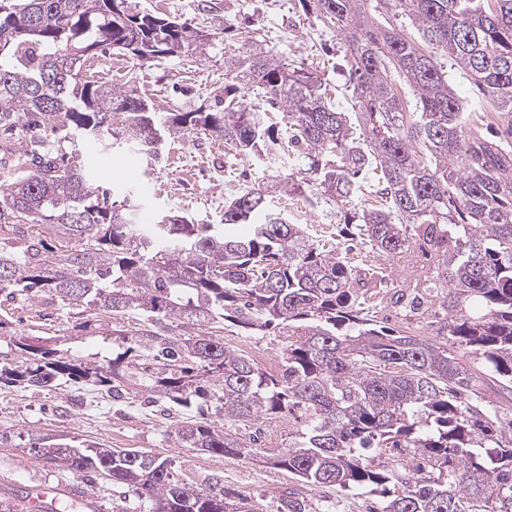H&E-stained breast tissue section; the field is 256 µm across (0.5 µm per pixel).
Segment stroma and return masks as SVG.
I'll return each mask as SVG.
<instances>
[{
    "mask_svg": "<svg viewBox=\"0 0 512 512\" xmlns=\"http://www.w3.org/2000/svg\"><path fill=\"white\" fill-rule=\"evenodd\" d=\"M135 2L145 11L177 18L215 36L205 60L183 56L141 66L126 56H99L103 65H122V80L134 81L159 108L213 107L215 91L224 84L225 52L257 45L274 51L294 67L316 73L334 92L339 108L350 111L352 90L343 61L344 41L332 26L317 19L307 0ZM86 158L97 185L115 200H122L131 189L141 213L155 217L172 211L194 223L225 228L236 235L247 234L249 227L225 226V202L268 175L263 161L225 156L223 142L203 136L168 140L163 164L152 173L131 146L115 154L91 147ZM276 204L287 211L293 223L307 225L309 233L327 247L344 249L335 225L324 223L317 208L286 197L277 199ZM417 265L414 256L394 264L390 285L379 294L384 304L379 316L386 327L433 340L443 318L439 306H432L420 317L389 303L394 291L413 278ZM0 318L5 321L1 351L12 336H58L64 338L70 355L81 358L105 356L112 347L100 334L79 329L77 307L47 297H17ZM287 341V336L273 330L248 335L235 326L224 329L225 345L254 358L264 355L280 360ZM189 416V411L163 404L146 406L139 394L115 404L85 384L64 382L49 389L0 384V512H10L13 493L43 483L80 485L96 500L98 512H148L147 504L127 486L51 468L26 454L31 439L46 434L90 440L105 448H133L168 460L178 477L192 479L200 488L210 475H221L225 488L251 499L258 512H277L281 499L291 491L306 498L310 512H380L383 497L366 489L313 488L267 464L178 447L174 428Z\"/></svg>",
    "mask_w": 512,
    "mask_h": 512,
    "instance_id": "1",
    "label": "stroma"
}]
</instances>
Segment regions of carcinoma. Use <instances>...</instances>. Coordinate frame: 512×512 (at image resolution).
<instances>
[{
    "label": "carcinoma",
    "instance_id": "obj_1",
    "mask_svg": "<svg viewBox=\"0 0 512 512\" xmlns=\"http://www.w3.org/2000/svg\"><path fill=\"white\" fill-rule=\"evenodd\" d=\"M369 2L314 0L350 52L348 113L319 76L260 47L224 57L216 108L160 111L133 86L89 79L87 61L110 51L145 65L175 48L201 58L210 34L131 0H0V132L31 131L4 159L13 173L0 183V294L80 306L79 327L112 337V354L94 364L21 336L0 351V383L65 379L116 403L144 392L192 407L197 418L175 428L178 447L262 457L313 487L368 488L386 496L381 512H512V421L472 392L457 355L482 361L512 394V153L464 119L446 70L467 72L496 111L512 114V0H377L408 16L417 40L375 22ZM47 130L58 134L53 151ZM191 133L278 169L224 203V223L252 224L250 235L171 212L147 230L133 201L118 205L93 186L83 145L132 143L156 167L165 141ZM276 192L324 208L328 223L384 260L419 244L432 276L395 302L409 292L423 315L420 293L442 289V339L367 314L384 279L269 211ZM227 323L288 336L283 374L225 346ZM281 418L292 429L268 454L261 425ZM28 451L129 487L150 512H257L220 477L197 490L138 450L46 435Z\"/></svg>",
    "mask_w": 512,
    "mask_h": 512
}]
</instances>
